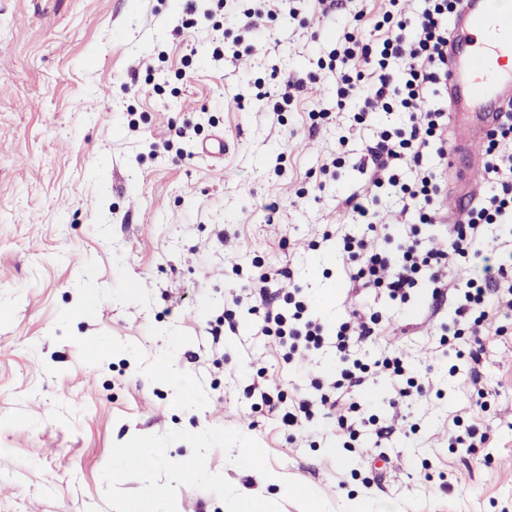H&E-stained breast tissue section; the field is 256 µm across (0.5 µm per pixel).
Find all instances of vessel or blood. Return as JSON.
Segmentation results:
<instances>
[{
	"label": "vessel or blood",
	"mask_w": 512,
	"mask_h": 512,
	"mask_svg": "<svg viewBox=\"0 0 512 512\" xmlns=\"http://www.w3.org/2000/svg\"><path fill=\"white\" fill-rule=\"evenodd\" d=\"M455 32L448 39V110L476 139L496 128L499 114L512 101V17L495 0H459ZM465 164L449 218L464 216L479 194L474 178L483 159L465 144L448 148L449 166Z\"/></svg>",
	"instance_id": "b4317fda"
}]
</instances>
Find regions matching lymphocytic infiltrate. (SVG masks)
Listing matches in <instances>:
<instances>
[{"instance_id":"obj_1","label":"lymphocytic infiltrate","mask_w":512,"mask_h":512,"mask_svg":"<svg viewBox=\"0 0 512 512\" xmlns=\"http://www.w3.org/2000/svg\"><path fill=\"white\" fill-rule=\"evenodd\" d=\"M458 2L424 0L423 9L411 22L402 16L400 0H388L381 20L373 26L374 38L345 34L330 58L328 69L335 72L340 84L339 99L355 96L362 102L358 121L378 110L408 115L406 127L379 131L367 145V158L375 168L372 188L352 193L345 200L368 231L377 229V191L387 186L399 195L404 209L415 211L419 223L443 221L439 200L445 183L425 157L432 148L439 159L447 157L444 130L448 114L439 107L437 95L447 77L448 20L455 16ZM407 156L413 162V178L408 182L398 169L399 160ZM483 160L489 191L463 218L449 224L447 248L431 247L410 236L395 247L371 251L364 239L345 238L351 281L381 291L390 300L405 302L425 277L434 285L433 297H440L449 256L463 260L480 256L483 226L512 223V107L488 135ZM482 271V278L459 289L455 317L442 327V344L454 345L464 330H478L490 314L512 310V254L484 265ZM307 309L306 301L298 300L291 311L269 309L260 317L262 333L275 337L287 358L313 353L325 342L321 325L307 317ZM379 323L377 314L355 312L336 331V351L345 365L342 378L349 386L361 385L369 369L351 356L350 348L376 335Z\"/></svg>"}]
</instances>
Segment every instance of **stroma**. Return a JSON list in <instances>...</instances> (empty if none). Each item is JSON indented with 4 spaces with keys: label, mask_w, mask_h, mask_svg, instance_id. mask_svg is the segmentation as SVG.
Instances as JSON below:
<instances>
[{
    "label": "stroma",
    "mask_w": 512,
    "mask_h": 512,
    "mask_svg": "<svg viewBox=\"0 0 512 512\" xmlns=\"http://www.w3.org/2000/svg\"><path fill=\"white\" fill-rule=\"evenodd\" d=\"M223 2L206 18L188 0H0V512H124L154 489L171 512H232L248 494L307 512L297 484L321 512L355 500L371 512H512V311L482 328L475 385L440 343L454 293L434 303L424 280L408 302L389 301L351 282L341 254L344 237L363 233L345 203L371 187L363 148L407 116L357 123V102L337 108L321 63L346 33L370 35L384 0H337L326 13L301 0L296 20L269 17L243 36L238 61L213 50L240 34L250 2ZM81 97L96 109H78ZM316 107L331 120L313 124ZM217 133L223 157L202 154ZM400 209L382 194L379 236L447 246L446 225ZM260 266L284 271L267 285L275 304L301 288L320 350L287 362L259 317L232 307ZM359 307L380 329L356 357L402 355L422 395L398 403L384 372L334 389L332 338ZM90 336L109 350L88 354ZM163 356L191 379L197 406L157 377ZM315 382L357 436L326 406L292 432L257 407L260 392L283 407ZM470 425L490 446L449 448ZM138 439L165 452L145 471L120 455ZM244 441L261 448L263 471L242 464ZM197 454L202 471L183 478L176 462Z\"/></svg>",
    "instance_id": "obj_1"
}]
</instances>
